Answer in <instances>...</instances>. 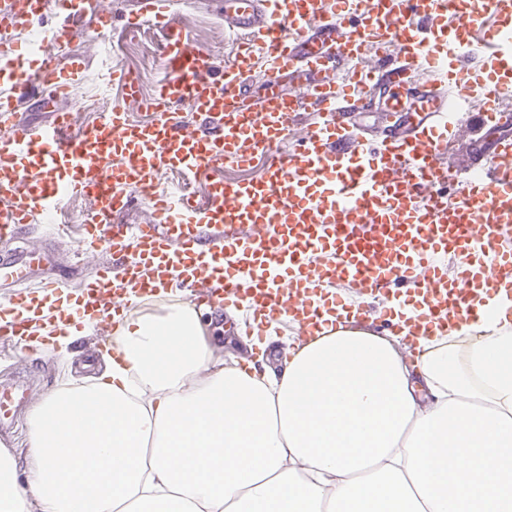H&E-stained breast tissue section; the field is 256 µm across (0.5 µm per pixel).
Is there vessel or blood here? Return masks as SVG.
<instances>
[{
  "label": "vessel or blood",
  "mask_w": 512,
  "mask_h": 512,
  "mask_svg": "<svg viewBox=\"0 0 512 512\" xmlns=\"http://www.w3.org/2000/svg\"><path fill=\"white\" fill-rule=\"evenodd\" d=\"M243 46L230 61L194 42L165 0H126V19L149 18L163 32L164 75L154 99L130 73L116 71L122 99L96 126L79 124L74 101L83 62L57 49L82 34L111 31L115 0H0V23L26 29L30 16L55 10L65 21L52 46L0 43V238L19 236L36 218L57 215L71 196L88 201L85 257L112 264L80 298L124 313L129 298L149 299L170 284V260L196 304L251 311L253 327L282 321L319 336L312 295L353 309L338 330L394 328L391 295L424 297L449 320L478 323L470 303L468 259L486 260V285L512 278V84L484 92L464 122H451L442 58L419 35L464 30L453 0H208ZM462 75L491 58L512 60V28L490 42L466 40ZM264 66L268 85L249 104L250 76ZM297 85L283 90L284 76ZM52 88L39 126L19 112ZM324 113L306 135L288 133L301 112ZM147 112L137 124L130 113ZM381 112L385 136L371 140L355 115ZM489 156L459 201L448 197V153L472 128ZM268 162L256 184L225 182L224 162ZM212 179L204 199L187 191L150 205L141 223H117L135 194L173 170ZM63 282L43 285L0 318V338L62 330ZM41 311L32 324L24 310Z\"/></svg>",
  "instance_id": "b4317fda"
}]
</instances>
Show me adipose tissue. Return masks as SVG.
<instances>
[{
	"instance_id": "1",
	"label": "adipose tissue",
	"mask_w": 512,
	"mask_h": 512,
	"mask_svg": "<svg viewBox=\"0 0 512 512\" xmlns=\"http://www.w3.org/2000/svg\"><path fill=\"white\" fill-rule=\"evenodd\" d=\"M478 325L334 331L280 371L223 367L187 306L119 330L96 374L27 414L0 448V512H512V283ZM478 335L458 365L449 347Z\"/></svg>"
}]
</instances>
